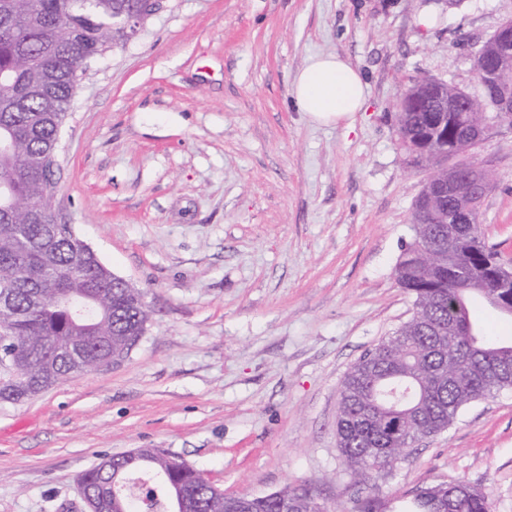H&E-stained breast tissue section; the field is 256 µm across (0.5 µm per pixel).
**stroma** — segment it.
<instances>
[{
    "label": "stroma",
    "instance_id": "35a3bbf8",
    "mask_svg": "<svg viewBox=\"0 0 512 512\" xmlns=\"http://www.w3.org/2000/svg\"><path fill=\"white\" fill-rule=\"evenodd\" d=\"M512 0H168L84 67L57 148V223L141 290L119 364L0 403V512H86L78 477L162 448L225 494L308 489L353 512L336 436L345 374L407 321L394 267L427 170L395 102L420 76L473 93ZM335 54L367 86L353 129L308 121L296 74ZM485 243L512 260V127L481 151ZM466 481L512 512V390L464 407L373 491Z\"/></svg>",
    "mask_w": 512,
    "mask_h": 512
}]
</instances>
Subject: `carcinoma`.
<instances>
[{
    "label": "carcinoma",
    "mask_w": 512,
    "mask_h": 512,
    "mask_svg": "<svg viewBox=\"0 0 512 512\" xmlns=\"http://www.w3.org/2000/svg\"><path fill=\"white\" fill-rule=\"evenodd\" d=\"M0 0V363L19 356L25 374L0 383V402L19 403L82 364L144 334L149 310L137 288L112 284V272L56 222L46 198L56 184L53 157L81 65L112 47V17L143 8L141 0ZM397 103L399 140L417 166L447 151L467 177L487 164L486 138L467 133L492 123L512 126V112H405ZM472 205L453 253L444 227L460 205ZM433 216H411L413 237L402 246L394 276L414 297L412 317L353 364L339 391V452L365 487L421 438L446 430L465 406L512 389V342L487 339L471 320L479 297L503 314L512 292L493 278L498 260L480 228L481 204L463 195L430 201ZM458 334H448V322ZM84 336L70 352L54 336ZM92 493L108 491L112 512H171L186 491L189 512H322L303 491L286 487L264 496H226L199 470L164 451L139 448L110 457L106 469L79 477ZM355 512H490L485 494L464 481L422 487L400 510L367 494Z\"/></svg>",
    "instance_id": "cac0c4a2"
}]
</instances>
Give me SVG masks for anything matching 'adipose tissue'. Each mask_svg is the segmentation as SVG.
Here are the masks:
<instances>
[{"label": "adipose tissue", "instance_id": "obj_1", "mask_svg": "<svg viewBox=\"0 0 512 512\" xmlns=\"http://www.w3.org/2000/svg\"><path fill=\"white\" fill-rule=\"evenodd\" d=\"M292 94L300 112L324 125L352 126L366 103L361 75L335 54L310 59L298 72Z\"/></svg>", "mask_w": 512, "mask_h": 512}]
</instances>
